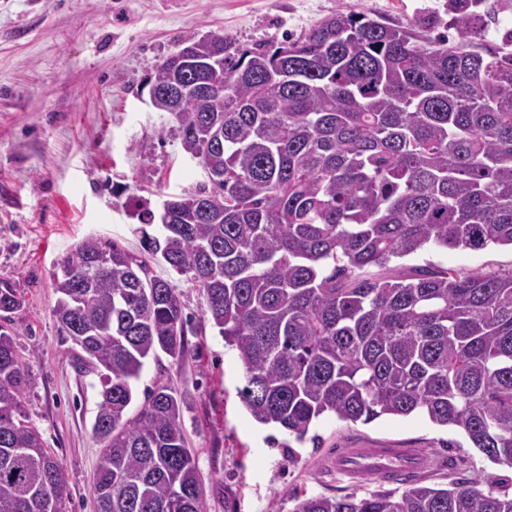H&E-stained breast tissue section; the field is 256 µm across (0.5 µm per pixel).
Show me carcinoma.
Masks as SVG:
<instances>
[{"instance_id":"obj_1","label":"carcinoma","mask_w":512,"mask_h":512,"mask_svg":"<svg viewBox=\"0 0 512 512\" xmlns=\"http://www.w3.org/2000/svg\"><path fill=\"white\" fill-rule=\"evenodd\" d=\"M482 0H448L455 44L422 42L338 12L283 47L194 43L220 55L194 87L188 64L150 82L181 92L184 151L224 182L173 198L174 221L147 248L204 294L203 319L237 352L251 418L298 443L327 417L369 424L422 415L463 432L512 468V273L384 267L426 246L512 247V29L480 54ZM223 144L202 150L206 122ZM102 253L112 269L92 291ZM54 276L59 336L99 377L97 512H203L202 478L182 426L184 399L159 379L130 411L145 364L186 354L190 319L170 283L113 241L86 238ZM21 289L0 278V512H63L65 468L23 410L31 360L11 315ZM357 499L295 497L293 512H512L492 474L438 488L419 478Z\"/></svg>"}]
</instances>
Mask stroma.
I'll return each mask as SVG.
<instances>
[{
  "label": "stroma",
  "mask_w": 512,
  "mask_h": 512,
  "mask_svg": "<svg viewBox=\"0 0 512 512\" xmlns=\"http://www.w3.org/2000/svg\"><path fill=\"white\" fill-rule=\"evenodd\" d=\"M355 12L410 29L418 39L455 38L448 0H0V278L25 302L11 321L18 352L32 361L24 398L29 421L64 465L63 512H95L100 445L92 433L95 375L80 372L53 316L57 261L88 237L116 242L171 282L190 319L187 355L149 362L135 383L142 404L157 379L185 397L183 429L204 484V512H292L302 495L364 497L376 484L350 482L325 465L339 448H419L433 463L426 484L447 486L512 469L491 464L466 435L428 418L381 417L363 425L324 418L320 448L280 449L285 433L256 423L238 390L243 368L203 319L204 297L187 276L145 252L143 210L207 186L167 113L148 105L144 79L185 45L221 34L237 45H280L315 24ZM431 266L465 277L512 272V249L427 247L383 274Z\"/></svg>",
  "instance_id": "1"
}]
</instances>
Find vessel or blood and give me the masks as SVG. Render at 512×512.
I'll use <instances>...</instances> for the list:
<instances>
[{
  "label": "vessel or blood",
  "instance_id": "vessel-or-blood-1",
  "mask_svg": "<svg viewBox=\"0 0 512 512\" xmlns=\"http://www.w3.org/2000/svg\"><path fill=\"white\" fill-rule=\"evenodd\" d=\"M327 463L350 480L366 478L384 485L425 471L431 459L417 448H340Z\"/></svg>",
  "mask_w": 512,
  "mask_h": 512
}]
</instances>
